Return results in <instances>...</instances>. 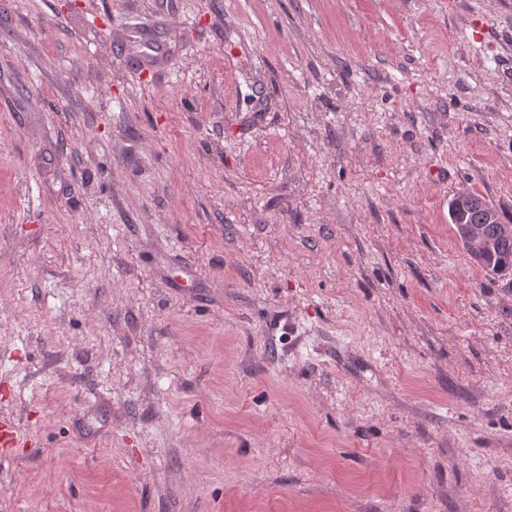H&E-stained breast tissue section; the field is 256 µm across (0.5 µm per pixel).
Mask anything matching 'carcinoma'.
Listing matches in <instances>:
<instances>
[{"label":"carcinoma","mask_w":512,"mask_h":512,"mask_svg":"<svg viewBox=\"0 0 512 512\" xmlns=\"http://www.w3.org/2000/svg\"><path fill=\"white\" fill-rule=\"evenodd\" d=\"M449 215L457 231L473 224L484 227L489 247L480 253H469L474 263L497 276L512 274V237L499 233L503 219L495 206L476 194L474 200L464 207L449 206Z\"/></svg>","instance_id":"cac0c4a2"}]
</instances>
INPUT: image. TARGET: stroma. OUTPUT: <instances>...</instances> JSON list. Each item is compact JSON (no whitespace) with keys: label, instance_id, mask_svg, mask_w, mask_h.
<instances>
[{"label":"stroma","instance_id":"obj_1","mask_svg":"<svg viewBox=\"0 0 512 512\" xmlns=\"http://www.w3.org/2000/svg\"><path fill=\"white\" fill-rule=\"evenodd\" d=\"M508 62L512 0H0V512H512ZM116 51L129 60L133 70L149 69L156 73L167 64L169 56L164 41L136 27L127 31L122 48ZM470 194L474 200L470 205L464 207H454L453 200L449 203V215L451 224H454L456 233L465 226L479 224L484 227L485 235L489 241V247L480 253L468 251L470 259L484 270L492 275L502 276L512 274V237H505L499 233V226L506 224L498 209L489 204L484 197L479 194L461 191L456 195V203L462 205L470 199ZM493 210L491 217L489 211ZM491 217V218H490ZM491 219V221H490ZM18 427L14 417L10 415H0V454L5 456L12 455L13 448H18Z\"/></svg>","mask_w":512,"mask_h":512}]
</instances>
